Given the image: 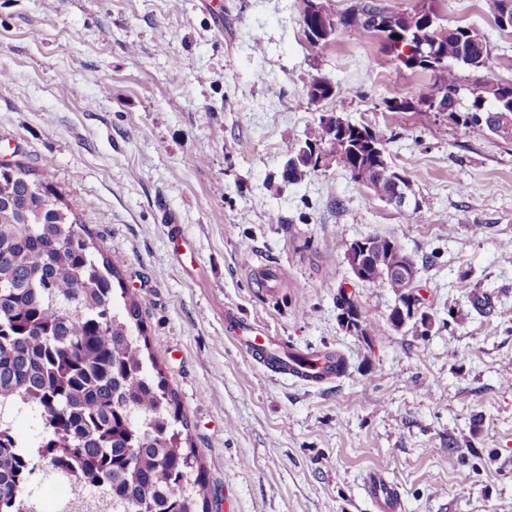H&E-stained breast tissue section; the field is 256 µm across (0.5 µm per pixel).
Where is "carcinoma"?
<instances>
[{
	"label": "carcinoma",
	"instance_id": "1",
	"mask_svg": "<svg viewBox=\"0 0 512 512\" xmlns=\"http://www.w3.org/2000/svg\"><path fill=\"white\" fill-rule=\"evenodd\" d=\"M431 0L433 26L419 13L406 14L379 0H359L344 9L330 40L356 31L382 42L402 58L394 35L411 31L426 44L434 63L407 61V69L429 71L432 83L415 97L384 100L389 111L410 109L448 98L455 124L495 134L499 115H512V81L502 79L491 63L492 48L468 26H448ZM498 28L512 29V0H493ZM379 12L388 29L369 25ZM476 73L470 85L458 70ZM340 84L321 75L307 86L309 101L335 99ZM325 145L323 168L348 160L363 172L362 182L381 185L383 194L395 184L381 179L368 156H352L349 144L334 135ZM318 170L300 151L288 161L289 182ZM34 169L15 163L0 172V402L13 400L37 411L43 436L35 460L47 463L49 475L62 473L78 485L109 496L112 512H209L210 488L196 453L188 422L162 370L148 364L140 308L124 287L100 245L79 224L80 202L42 200L31 190ZM385 267L370 271L369 282L401 297L407 285ZM480 314L496 310L486 294H472ZM26 461L17 453L11 424L0 420V512H33L25 497Z\"/></svg>",
	"mask_w": 512,
	"mask_h": 512
}]
</instances>
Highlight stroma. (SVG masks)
Listing matches in <instances>:
<instances>
[{"label": "stroma", "mask_w": 512, "mask_h": 512, "mask_svg": "<svg viewBox=\"0 0 512 512\" xmlns=\"http://www.w3.org/2000/svg\"><path fill=\"white\" fill-rule=\"evenodd\" d=\"M304 0H0V159L45 169L139 301L153 359L188 421L214 512H373L382 471L405 512H512V143L444 112L387 111L430 84L358 32L313 46ZM512 80L492 0H442ZM327 75L340 98L309 103ZM340 115L369 125L424 218L339 165L281 181L292 152ZM177 223L185 238L168 237ZM395 238L414 259L425 323L366 345L338 288L385 320L389 288L355 282L348 243ZM283 268L261 287L258 264ZM496 314L471 311L473 289ZM346 373L307 385L253 360L226 311ZM465 319L449 323V312Z\"/></svg>", "instance_id": "obj_1"}]
</instances>
